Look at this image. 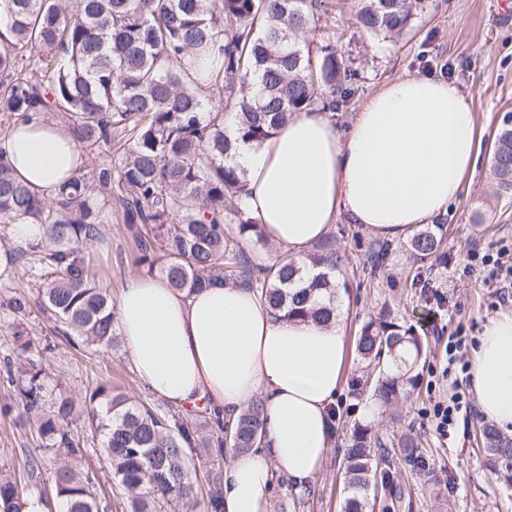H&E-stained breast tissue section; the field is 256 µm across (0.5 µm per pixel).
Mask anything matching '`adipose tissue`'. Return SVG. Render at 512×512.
<instances>
[{"instance_id":"obj_1","label":"adipose tissue","mask_w":512,"mask_h":512,"mask_svg":"<svg viewBox=\"0 0 512 512\" xmlns=\"http://www.w3.org/2000/svg\"><path fill=\"white\" fill-rule=\"evenodd\" d=\"M0 151L44 193L80 162L72 134L42 117L18 125ZM477 154L475 115L456 86L413 76L372 95L347 133L325 112H299L263 143L238 142L235 162L248 182L245 210L300 259L341 213L393 239L447 211ZM117 310L138 376L168 404L233 419L264 400L266 445L232 453L224 512H269L274 475L299 486L314 478L332 446L327 412L343 376L340 323L278 320L253 290L216 282L178 292L145 274L128 277ZM471 381L480 414L512 434V315L486 324Z\"/></svg>"}]
</instances>
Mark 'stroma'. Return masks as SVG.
I'll return each instance as SVG.
<instances>
[{
  "mask_svg": "<svg viewBox=\"0 0 512 512\" xmlns=\"http://www.w3.org/2000/svg\"><path fill=\"white\" fill-rule=\"evenodd\" d=\"M431 7L416 19L399 39L374 36L356 21L358 0H330L326 13L315 21L310 36L313 47L333 42L356 71L354 93L335 113L339 132L350 128L357 112L384 86L412 76L441 77L456 85L476 117L479 152L475 169L468 175L458 199L447 212L434 216L443 227V250L422 263L407 252L406 240L392 242L385 266L374 268L369 254L378 237L361 225L335 217L328 229L347 261L343 275L349 284L339 297L346 305L345 336L353 338L368 319L391 310L403 325L425 338L428 349L419 367L420 381L402 407V417L392 421L382 408L351 397L357 375L353 351H346L339 393L334 403L333 446L312 479L313 494L300 499L284 476H276L270 493V512H341L344 490L343 448L351 425L367 421L389 452L390 479L400 486L410 507L399 512H512V487L506 486L486 466L483 445L476 431L482 420L472 410L467 425H456L449 437H441L429 414L433 401L449 399L457 392L474 398L470 382L473 349L484 325L503 314L512 315V288L489 263L501 247L512 249V195L498 194L489 176L492 145L506 113H512V0H430ZM24 245L14 233L0 235V256L17 253L15 263L0 265V359L19 357L20 340L37 348L50 383L75 397L83 396L105 380L154 407L163 402L139 379L125 348L104 352L94 345L72 346L59 335L60 327L38 303L41 281L21 257ZM132 239L120 224L105 225L88 252L99 272L101 287L119 293L133 268ZM26 296L31 308L17 317L9 309L12 298ZM462 340L463 364L449 367L447 347ZM0 469L26 482L28 492L51 499L55 496L53 466L28 478V460L40 444L37 426L28 418L12 387L0 378ZM70 430L88 449L84 466L98 487L122 512L123 492L112 479L108 461L100 455L101 437L81 421ZM411 436L427 453L435 481H427L399 451L402 436Z\"/></svg>",
  "mask_w": 512,
  "mask_h": 512,
  "instance_id": "obj_1",
  "label": "stroma"
}]
</instances>
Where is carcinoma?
Listing matches in <instances>:
<instances>
[{
    "mask_svg": "<svg viewBox=\"0 0 512 512\" xmlns=\"http://www.w3.org/2000/svg\"><path fill=\"white\" fill-rule=\"evenodd\" d=\"M325 0H0V114L12 129L37 113L67 120L80 153L107 158L95 178L76 172L51 197L20 180L0 151V223L48 226L31 246L44 272L42 296L64 324L66 336L106 350L117 346V306L101 288L87 245L112 223L132 235V264L158 274L177 290L215 282L261 292L277 319L329 323L344 255L327 240L297 261L271 252L253 263L243 244H271L263 225L237 201L247 192L233 161V139L260 143L297 112L313 106L334 111L351 95L354 70L336 47L313 56L306 43ZM427 0H362L357 15L375 36L399 37L411 30ZM219 46L222 62L195 75L185 66L193 53ZM234 116V136L224 115ZM490 175L500 192H512V116L493 142ZM235 227H227L226 214ZM442 225H425L410 239L413 258L423 261L442 243ZM424 341L385 310L355 336L356 359L372 379L357 381L355 397L390 407L410 396L424 354ZM6 378L27 415L35 418L42 446L29 471L55 461L56 497L64 512H104L77 463L88 450L68 430L75 400L65 394L47 403L45 369L33 361L20 374L4 360ZM84 419L103 437L99 451L113 479L127 494L129 512H158L161 504L194 501L197 471L189 455L200 447L197 430L180 416L139 405L104 382L84 396ZM216 435L209 455L207 512H223L224 449L265 445L262 403L248 406L233 424L210 419ZM486 465L512 484V436L481 427ZM373 426L352 425L343 450L342 512H366L384 449ZM405 459L433 479L418 446ZM18 483L0 471V512H19Z\"/></svg>",
    "mask_w": 512,
    "mask_h": 512,
    "instance_id": "carcinoma-1",
    "label": "carcinoma"
}]
</instances>
